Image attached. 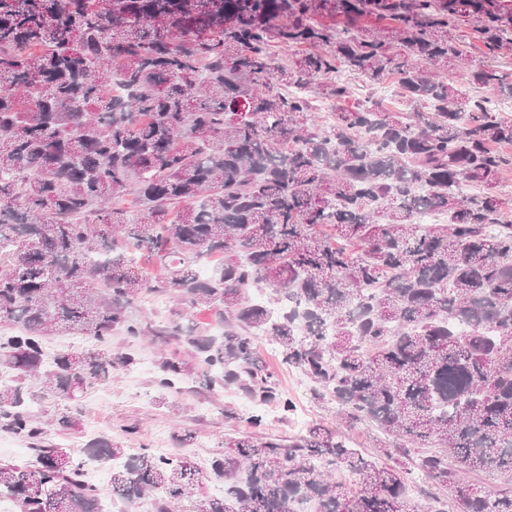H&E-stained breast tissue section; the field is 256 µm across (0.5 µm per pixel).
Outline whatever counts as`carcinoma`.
Listing matches in <instances>:
<instances>
[{
    "label": "carcinoma",
    "mask_w": 512,
    "mask_h": 512,
    "mask_svg": "<svg viewBox=\"0 0 512 512\" xmlns=\"http://www.w3.org/2000/svg\"><path fill=\"white\" fill-rule=\"evenodd\" d=\"M461 22L490 57L512 47V0H0V369L18 379L0 383V428L35 458L0 465V497L18 512H100L105 494L120 512H294L298 498L317 512H447L435 493L410 496L417 470L457 512H512V198L496 192L512 120L463 90L512 96V72L471 68ZM275 44L299 58L274 63ZM341 71L397 76L410 111L357 102L319 124L311 94L347 100ZM421 211L448 221L420 224ZM130 243L165 276L141 279ZM145 292L176 296L179 321L129 314ZM198 307L222 338L187 323ZM114 330L185 337L191 359L162 358L157 388L193 374L209 392L236 388L258 406L244 418L255 429L267 405L294 410L262 333L313 398L399 439L398 459L379 465L321 424L288 442L226 438L209 475L188 454L47 438L23 381L66 401L128 369ZM55 334L91 348L45 369ZM87 458L125 463L102 490ZM498 475L509 483L486 491Z\"/></svg>",
    "instance_id": "1"
}]
</instances>
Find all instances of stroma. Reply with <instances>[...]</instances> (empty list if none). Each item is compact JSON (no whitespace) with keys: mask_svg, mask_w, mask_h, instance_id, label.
I'll return each mask as SVG.
<instances>
[{"mask_svg":"<svg viewBox=\"0 0 512 512\" xmlns=\"http://www.w3.org/2000/svg\"><path fill=\"white\" fill-rule=\"evenodd\" d=\"M256 344L275 372L280 391L295 405L287 415L276 406H267L263 434L291 440L300 436L301 426L331 421L335 404L312 400L306 379L295 369L281 365L278 351L267 337H257ZM112 346L133 354L135 364L118 378L88 386L76 400H56L43 394L36 382H26L28 410L39 420L50 422L52 440L79 448L94 437L120 435L125 447H145L156 456L187 452L206 470L213 459L223 454L225 438L247 433L246 397L240 391L210 393L191 379L182 383L180 392L158 390L161 356L185 354L186 343L175 339L153 344L132 342L117 332L112 336ZM66 415L77 418L76 429L59 427V418ZM180 429L193 436L184 450L173 438Z\"/></svg>","mask_w":512,"mask_h":512,"instance_id":"1","label":"stroma"}]
</instances>
